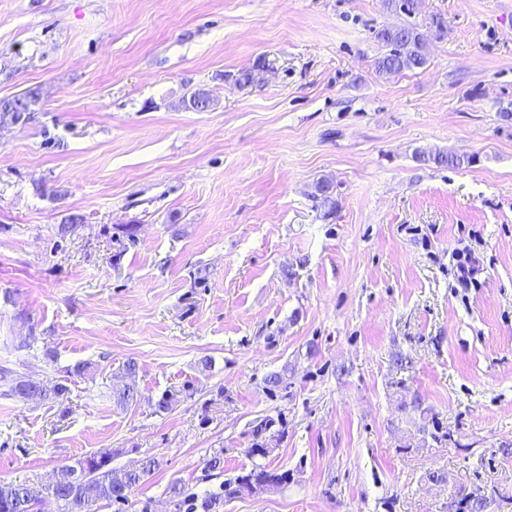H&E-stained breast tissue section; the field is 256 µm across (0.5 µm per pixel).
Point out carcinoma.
Returning a JSON list of instances; mask_svg holds the SVG:
<instances>
[{
	"instance_id": "cac0c4a2",
	"label": "carcinoma",
	"mask_w": 512,
	"mask_h": 512,
	"mask_svg": "<svg viewBox=\"0 0 512 512\" xmlns=\"http://www.w3.org/2000/svg\"><path fill=\"white\" fill-rule=\"evenodd\" d=\"M375 38L383 47L382 54L374 62L380 73L420 69L429 62L426 44L413 25H405L397 30L382 27L375 32ZM417 159L448 167H460L472 162L470 158L443 153L426 156L419 153ZM136 374L137 363L130 359L123 365L124 384L111 387L112 399L117 406L126 408L141 397L136 386ZM68 392V386L61 379L28 390L20 383L15 371L5 366L0 367V395L3 397L23 401L39 398L61 403L67 399ZM111 463L112 451L106 450L84 455L73 464L62 467L52 494L58 503L59 512H94L93 506L98 502L124 506L128 503L129 495L156 466L152 458L147 459L139 470L117 469ZM260 475L270 479L273 487L288 479L285 473H276L257 465L247 474L238 477L235 486L227 489L228 494L234 496L243 493V488ZM43 493L44 490L27 484H1L0 512H35V506Z\"/></svg>"
}]
</instances>
